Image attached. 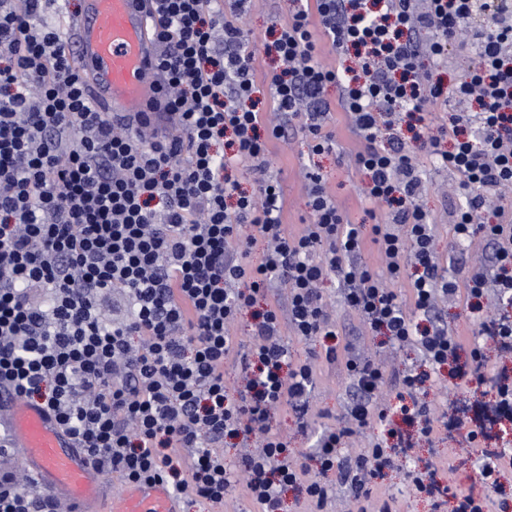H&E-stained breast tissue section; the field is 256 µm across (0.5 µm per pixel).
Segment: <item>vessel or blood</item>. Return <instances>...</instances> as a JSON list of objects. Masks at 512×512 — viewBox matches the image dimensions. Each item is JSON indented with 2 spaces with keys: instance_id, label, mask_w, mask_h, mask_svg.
Listing matches in <instances>:
<instances>
[{
  "instance_id": "b4317fda",
  "label": "vessel or blood",
  "mask_w": 512,
  "mask_h": 512,
  "mask_svg": "<svg viewBox=\"0 0 512 512\" xmlns=\"http://www.w3.org/2000/svg\"><path fill=\"white\" fill-rule=\"evenodd\" d=\"M150 0H87L72 25L78 67L97 106L150 121L161 100L156 45L147 27ZM0 427L11 447L22 449L21 465L38 488L70 501L75 512H99L100 480L69 436L42 408L0 388ZM112 512H178L160 483L125 487Z\"/></svg>"
}]
</instances>
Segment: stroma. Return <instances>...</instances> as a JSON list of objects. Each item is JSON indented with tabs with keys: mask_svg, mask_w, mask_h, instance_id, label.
<instances>
[{
	"mask_svg": "<svg viewBox=\"0 0 512 512\" xmlns=\"http://www.w3.org/2000/svg\"><path fill=\"white\" fill-rule=\"evenodd\" d=\"M293 7V0H248L240 22L249 33L248 48L255 54L257 78H264L274 68V58L266 54L265 47L273 40L274 26L287 20ZM326 97L332 102L327 127L337 134L342 146L340 153L310 157L305 139L294 131L289 132L287 137L267 141L268 160L279 178L285 198L284 222L292 233L310 221L303 179V170L310 160L315 162L324 176L347 219L354 224L366 219L365 204L359 195L360 175L354 166L359 143L348 131L344 113L334 105L335 89H328ZM413 157L425 182L426 192L421 203L429 212L434 226L440 265L447 275L465 279L472 268L488 266L491 250L479 240L470 246L457 245L452 223V213L462 199L456 190L457 179L453 173L437 164L428 152L417 149ZM323 294L336 326L338 343H354L364 355L379 351L380 337L372 335L359 317L343 306L341 291L335 279H328L324 283ZM483 352L486 357L483 382L473 381L460 388L454 385L447 374L442 373L432 375L421 390V400L435 408L439 418L445 419L453 413L491 401L497 373L504 369L512 371V360L500 359L493 344H485ZM347 386L348 381L341 365L320 364L310 394L311 406L317 414L316 424L326 423L328 416L339 412L347 403ZM403 434L411 441L407 457L409 464L421 468L426 463H434L439 469L442 483L451 485L456 492L472 491L470 475L475 467L476 456L471 449L463 446L460 435L441 427L426 438L418 433L416 427L409 425L404 426ZM375 484L377 495L395 499L400 512H432L429 502L415 496L398 470H385L383 477L376 479Z\"/></svg>",
	"mask_w": 512,
	"mask_h": 512,
	"instance_id": "1",
	"label": "stroma"
}]
</instances>
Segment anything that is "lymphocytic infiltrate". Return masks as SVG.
I'll list each match as a JSON object with an SVG mask.
<instances>
[{
    "instance_id": "lymphocytic-infiltrate-1",
    "label": "lymphocytic infiltrate",
    "mask_w": 512,
    "mask_h": 512,
    "mask_svg": "<svg viewBox=\"0 0 512 512\" xmlns=\"http://www.w3.org/2000/svg\"><path fill=\"white\" fill-rule=\"evenodd\" d=\"M57 0H0V387L44 408L100 473L124 484L163 483L186 505L224 503L244 485L259 512H281L282 495L304 492L324 512L342 487L356 510L368 478L394 465L404 448L390 410L373 403L382 367L348 353L351 400L316 432L310 452L290 448L270 424L287 406L308 426L316 369L293 358L283 327L314 340L334 335L321 286L336 278L343 302L374 335L416 347L425 366L405 370L401 413L421 434L436 418L415 396L427 371L459 362L460 383L481 380V340L512 351V317L480 324V341L449 334L435 313L438 296L465 290L472 309L491 297L512 305V220L480 215L512 186V9L471 34L475 54L465 80L443 84L450 49L476 0H316L293 10L272 47L278 70L265 76L279 135L298 124L313 154L339 144L324 125L327 87L350 119L362 148L355 166L365 201L389 209L387 220L349 223L322 175L308 171L311 222L297 234L282 222L285 199L268 171L265 120L251 103L258 87L245 30L226 19L224 0H153L152 33L162 79V117L171 130L144 127L100 111L77 66V49L46 17ZM353 67L331 68L319 44ZM474 99L475 112H449L438 134L421 127L414 141L458 179L465 203L454 220L458 243L493 246L490 269L465 285L440 272L428 213L418 200L420 172L403 140L378 143L381 127L426 106ZM450 149H441L442 140ZM261 172L251 192L229 172ZM377 245L386 268L361 259ZM263 243L258 263L242 260ZM407 282L402 298L394 282ZM286 287V303L273 301ZM119 295L125 314L108 321L103 306ZM256 320L248 342L229 326L244 311ZM232 366L244 386L224 387ZM492 412L456 417L448 426L470 447L492 424L512 420V375L494 382ZM383 426L391 445L354 455L340 447L353 434ZM259 437L238 469L224 462V440ZM317 461L311 476L309 461ZM335 473V482L325 481ZM0 512H59L47 492L22 489L16 468L0 467Z\"/></svg>"
}]
</instances>
